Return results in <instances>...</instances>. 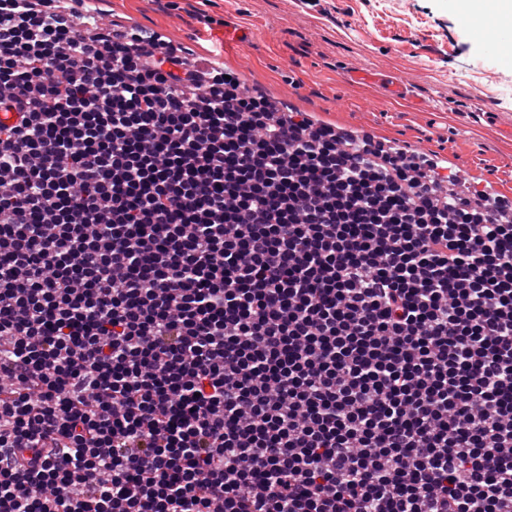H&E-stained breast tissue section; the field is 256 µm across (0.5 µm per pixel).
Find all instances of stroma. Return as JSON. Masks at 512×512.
<instances>
[{
	"instance_id": "obj_1",
	"label": "stroma",
	"mask_w": 512,
	"mask_h": 512,
	"mask_svg": "<svg viewBox=\"0 0 512 512\" xmlns=\"http://www.w3.org/2000/svg\"><path fill=\"white\" fill-rule=\"evenodd\" d=\"M458 0H100L144 33L213 50L249 92L372 143L447 156L457 192H512V61L460 24ZM217 18L206 27L198 12ZM399 76L409 94L345 80Z\"/></svg>"
}]
</instances>
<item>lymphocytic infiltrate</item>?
<instances>
[{
	"mask_svg": "<svg viewBox=\"0 0 512 512\" xmlns=\"http://www.w3.org/2000/svg\"><path fill=\"white\" fill-rule=\"evenodd\" d=\"M0 112V512H512L511 200L58 0Z\"/></svg>",
	"mask_w": 512,
	"mask_h": 512,
	"instance_id": "f902f5d3",
	"label": "lymphocytic infiltrate"
}]
</instances>
